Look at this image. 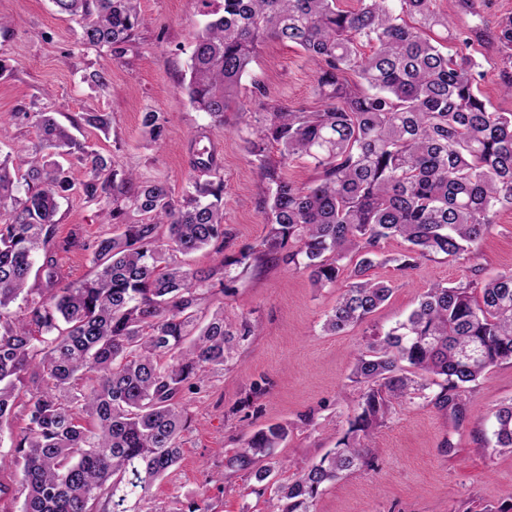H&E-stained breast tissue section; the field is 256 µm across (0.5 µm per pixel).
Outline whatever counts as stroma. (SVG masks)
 <instances>
[{
    "instance_id": "1",
    "label": "stroma",
    "mask_w": 512,
    "mask_h": 512,
    "mask_svg": "<svg viewBox=\"0 0 512 512\" xmlns=\"http://www.w3.org/2000/svg\"><path fill=\"white\" fill-rule=\"evenodd\" d=\"M147 20L122 57L83 45L80 27L58 15L51 0H0V120L9 124L0 154H17L37 139L36 129L14 119L19 108L46 106L70 126L81 113H109V133L83 127L79 137L112 157L116 165L165 181L181 196L196 172L192 161L213 152L224 176V226L230 235L223 253L206 247L187 259L202 273L259 247L267 234L260 204L265 185L243 141L242 112L259 111L252 79L269 100L293 111H314V66L295 46L264 45L238 89L237 110L221 125L196 111L184 92L195 34L205 21L201 0H140ZM480 89L491 106L512 112V97L501 91L502 53L485 47ZM110 75L107 86L89 82L94 71ZM164 113L162 140L154 142L141 126L143 112ZM58 235L90 243L109 236L100 205L72 194L58 213ZM402 239L384 245L388 263L374 267V278L391 282V297L371 318L339 334L322 329L341 290L315 287L307 272L284 265L230 267L232 288L209 296V309L223 308L227 322L249 318L255 336L241 344L225 370L208 375L187 394L190 428L182 437L179 463L153 488L156 507L196 500L206 492L210 512H272L274 487L256 494L254 478L225 471L224 460L241 448L261 425L282 423L289 436L277 450L278 481H288L318 461L349 427L363 387L352 379V354L365 347L368 328L387 331L416 307L424 289L435 283L488 279L512 270V209L500 210L477 253L451 261L421 259L402 273L395 256ZM512 401V363L494 367L469 386L467 411L457 416L422 398L392 411L371 440L372 465L324 488L315 512H512V454L495 451L494 414Z\"/></svg>"
}]
</instances>
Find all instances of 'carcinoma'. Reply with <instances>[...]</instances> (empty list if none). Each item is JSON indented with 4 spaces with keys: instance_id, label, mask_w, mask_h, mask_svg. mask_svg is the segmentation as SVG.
Returning <instances> with one entry per match:
<instances>
[{
    "instance_id": "carcinoma-1",
    "label": "carcinoma",
    "mask_w": 512,
    "mask_h": 512,
    "mask_svg": "<svg viewBox=\"0 0 512 512\" xmlns=\"http://www.w3.org/2000/svg\"><path fill=\"white\" fill-rule=\"evenodd\" d=\"M52 3L79 24L83 43L118 57L145 24L139 0ZM212 15L195 37L185 86L196 111L224 124L267 41L307 53L322 100L313 112L266 102L246 123L269 230L257 253L223 267L252 259L302 268L318 288L346 283L323 324L338 334L392 295L369 275L388 262V240L408 243L395 259L403 273L431 255L458 260L499 208L512 207V112L487 102L476 58L484 36L505 51L501 88L512 95V15L484 32L456 28L432 0H358L353 10L340 0H223ZM436 30L459 48L443 52ZM17 115L38 136L26 155L0 159V202L10 201L0 212V443L20 402L27 422L9 434L0 472L19 483V512H157L153 487L179 462L189 428L186 393L257 332L247 319L226 322L221 308L201 322L202 304L232 279L214 282L215 272L199 276L177 258L224 239V177L200 152L193 167L209 179L190 180L175 198L165 182L89 148L50 110ZM79 121L103 133L111 124L102 112ZM165 123L160 112L142 113L155 142ZM270 144L280 159L267 154ZM296 158L314 171L303 187L283 174ZM74 165L85 170L78 183ZM75 190L90 203L112 198V235L90 246L57 238L60 201ZM76 247L90 251L93 276L73 279L60 262ZM503 362H512V271L431 285L405 321L372 333L353 355L359 412L340 449L276 486L278 512H313L324 485L370 466V438L393 405L436 385L427 401L460 413L467 384ZM288 435L286 424L259 427L225 467L269 484ZM493 436L512 453V402L496 411Z\"/></svg>"
}]
</instances>
